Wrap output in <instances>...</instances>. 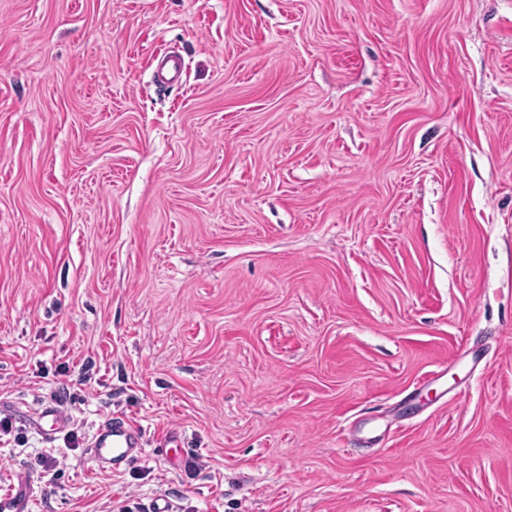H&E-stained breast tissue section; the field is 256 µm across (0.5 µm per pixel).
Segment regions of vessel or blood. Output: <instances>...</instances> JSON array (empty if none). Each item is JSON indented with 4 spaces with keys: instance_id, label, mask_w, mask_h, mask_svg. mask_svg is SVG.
I'll return each instance as SVG.
<instances>
[{
    "instance_id": "1",
    "label": "vessel or blood",
    "mask_w": 512,
    "mask_h": 512,
    "mask_svg": "<svg viewBox=\"0 0 512 512\" xmlns=\"http://www.w3.org/2000/svg\"><path fill=\"white\" fill-rule=\"evenodd\" d=\"M38 418L44 426L40 433L47 442H54L66 431L69 418L55 404L42 407ZM180 435L170 430L159 434L154 441H146L141 427L122 416H106L96 425L86 448L88 458L101 470L117 472L130 467L145 453L146 444L155 450L178 447ZM17 487L0 493V512H30L33 479L28 472L17 475Z\"/></svg>"
}]
</instances>
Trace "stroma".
I'll list each match as a JSON object with an SVG mask.
<instances>
[{
  "mask_svg": "<svg viewBox=\"0 0 512 512\" xmlns=\"http://www.w3.org/2000/svg\"><path fill=\"white\" fill-rule=\"evenodd\" d=\"M47 402L185 445L19 424L32 512H512V0H0V416ZM145 446V434L139 425L111 414L96 425L86 455L99 469L117 472L142 458Z\"/></svg>",
  "mask_w": 512,
  "mask_h": 512,
  "instance_id": "stroma-1",
  "label": "stroma"
}]
</instances>
